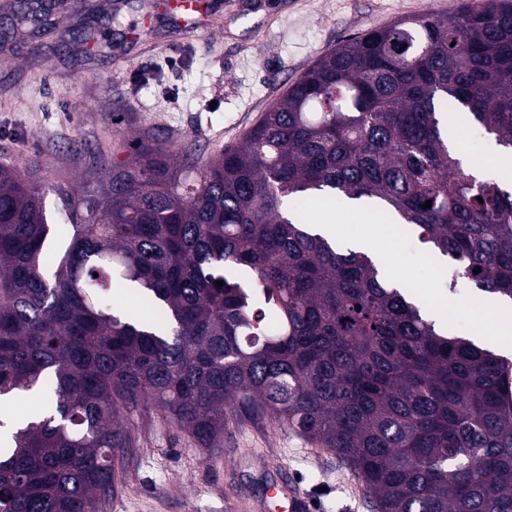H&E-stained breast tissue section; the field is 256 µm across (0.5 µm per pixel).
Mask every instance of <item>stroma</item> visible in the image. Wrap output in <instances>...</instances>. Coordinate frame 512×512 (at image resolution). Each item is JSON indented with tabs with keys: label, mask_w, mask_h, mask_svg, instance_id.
I'll return each mask as SVG.
<instances>
[{
	"label": "stroma",
	"mask_w": 512,
	"mask_h": 512,
	"mask_svg": "<svg viewBox=\"0 0 512 512\" xmlns=\"http://www.w3.org/2000/svg\"><path fill=\"white\" fill-rule=\"evenodd\" d=\"M169 0H89L111 17L107 44L87 53L53 42L32 53L29 29L0 43L12 58L0 69V163L34 185H76L85 155L126 160L131 129L165 137L199 160L236 144L321 55L366 30L402 17L442 15L461 0H233L207 29L176 36ZM309 222L336 226L352 246L364 225L345 205L309 200ZM378 252L388 272L422 296L430 313L448 314V332L473 336L479 317L466 281L448 288L440 257L406 230L385 235ZM130 442L113 495L100 512H259L272 482L287 479L307 512H372L351 471L331 451L275 421L230 419L217 448L198 447L164 413L148 406L128 426Z\"/></svg>",
	"instance_id": "35a3bbf8"
}]
</instances>
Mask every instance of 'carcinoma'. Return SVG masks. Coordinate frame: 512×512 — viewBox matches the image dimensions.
<instances>
[{
	"mask_svg": "<svg viewBox=\"0 0 512 512\" xmlns=\"http://www.w3.org/2000/svg\"><path fill=\"white\" fill-rule=\"evenodd\" d=\"M13 20L41 16L18 0ZM449 101L512 156L506 0L338 45L204 162L149 133L130 161L88 153L93 181L49 188L62 223L1 163L0 397L42 407L0 419V512H99L148 402L201 448L231 417L283 422L333 451L374 512H512V361L448 335L382 260L298 209L367 202L454 262L449 287L512 301V187L462 166ZM120 287L146 312L115 309Z\"/></svg>",
	"mask_w": 512,
	"mask_h": 512,
	"instance_id": "obj_1",
	"label": "carcinoma"
}]
</instances>
